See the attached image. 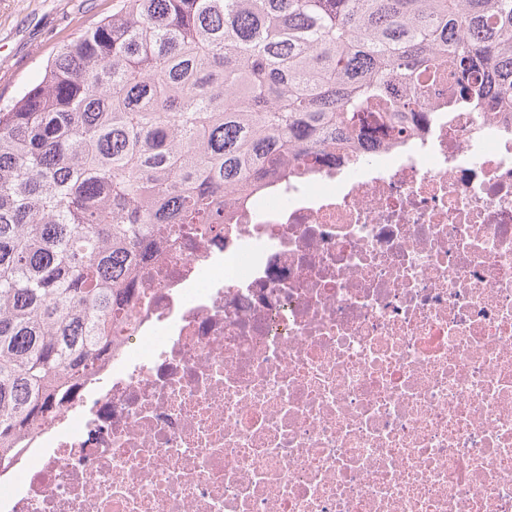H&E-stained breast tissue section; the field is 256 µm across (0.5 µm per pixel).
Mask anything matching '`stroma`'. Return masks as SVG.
Wrapping results in <instances>:
<instances>
[{
  "label": "stroma",
  "mask_w": 512,
  "mask_h": 512,
  "mask_svg": "<svg viewBox=\"0 0 512 512\" xmlns=\"http://www.w3.org/2000/svg\"><path fill=\"white\" fill-rule=\"evenodd\" d=\"M116 0H0V104L37 83L46 60Z\"/></svg>",
  "instance_id": "stroma-1"
}]
</instances>
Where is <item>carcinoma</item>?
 I'll list each match as a JSON object with an SVG mask.
<instances>
[{
  "label": "carcinoma",
  "instance_id": "1",
  "mask_svg": "<svg viewBox=\"0 0 512 512\" xmlns=\"http://www.w3.org/2000/svg\"><path fill=\"white\" fill-rule=\"evenodd\" d=\"M512 108V0H123L0 106V465L112 350L140 265L295 161L372 127L396 84Z\"/></svg>",
  "mask_w": 512,
  "mask_h": 512
}]
</instances>
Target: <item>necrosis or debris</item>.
Returning a JSON list of instances; mask_svg holds the SVG:
<instances>
[{
    "instance_id": "1",
    "label": "necrosis or debris",
    "mask_w": 512,
    "mask_h": 512,
    "mask_svg": "<svg viewBox=\"0 0 512 512\" xmlns=\"http://www.w3.org/2000/svg\"><path fill=\"white\" fill-rule=\"evenodd\" d=\"M447 100L145 263L0 512H512V113Z\"/></svg>"
}]
</instances>
